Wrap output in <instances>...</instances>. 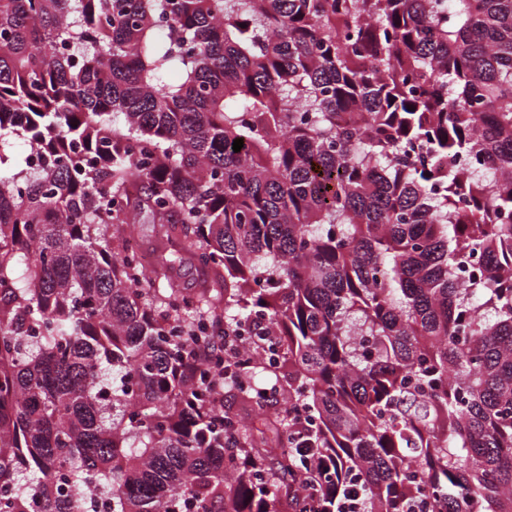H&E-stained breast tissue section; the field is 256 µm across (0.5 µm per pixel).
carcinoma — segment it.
I'll return each mask as SVG.
<instances>
[{
  "instance_id": "1",
  "label": "carcinoma",
  "mask_w": 512,
  "mask_h": 512,
  "mask_svg": "<svg viewBox=\"0 0 512 512\" xmlns=\"http://www.w3.org/2000/svg\"><path fill=\"white\" fill-rule=\"evenodd\" d=\"M338 487L512 512V0H0V512ZM164 227V228H161ZM133 234L151 255L162 241H166V226L160 224H136ZM239 336H211L204 343L200 344L195 350L201 358L211 357L216 352L233 354L239 350ZM221 393H223L221 403H222V405H224V409L229 410L234 413L240 412L241 417L244 418L248 422H251L253 420L257 421L261 417L259 415V413L262 412V410H260L261 408L263 409V412L266 415L273 417L274 414L279 412L282 407V403L279 402L281 399V392H278L277 399L276 398L269 399L268 401H266L263 404V407L258 408V406L254 405L252 407V409H250L249 411H245V412H243L241 410V404L238 399L237 392L234 389L222 390V392H220V394L218 395V398L221 395Z\"/></svg>"
}]
</instances>
